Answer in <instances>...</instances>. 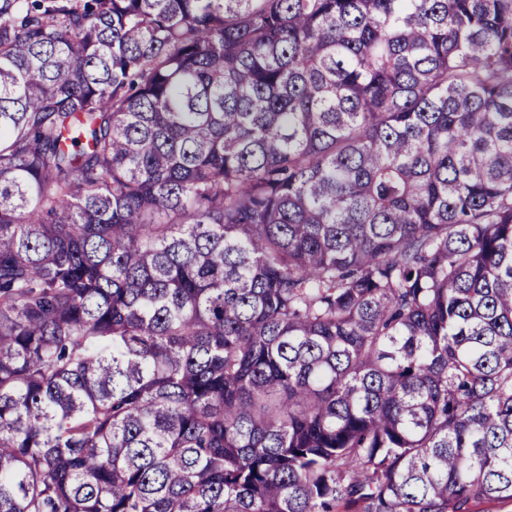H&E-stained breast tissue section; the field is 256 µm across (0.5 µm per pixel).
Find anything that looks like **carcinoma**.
Masks as SVG:
<instances>
[{
  "mask_svg": "<svg viewBox=\"0 0 512 512\" xmlns=\"http://www.w3.org/2000/svg\"><path fill=\"white\" fill-rule=\"evenodd\" d=\"M512 502V0H0V512Z\"/></svg>",
  "mask_w": 512,
  "mask_h": 512,
  "instance_id": "carcinoma-1",
  "label": "carcinoma"
}]
</instances>
